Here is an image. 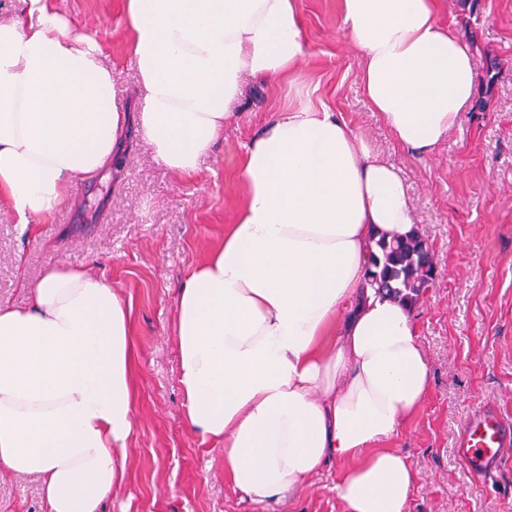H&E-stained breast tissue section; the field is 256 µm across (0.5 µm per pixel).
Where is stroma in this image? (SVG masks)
<instances>
[{
    "mask_svg": "<svg viewBox=\"0 0 512 512\" xmlns=\"http://www.w3.org/2000/svg\"><path fill=\"white\" fill-rule=\"evenodd\" d=\"M73 34L95 41L115 91L134 103L140 86L125 0H52ZM306 53L290 77L252 87L241 119L225 127L197 173L157 161L129 129L118 166L78 183L75 203L36 233L0 199V304L23 306L53 266L102 275L130 303L137 362L135 430L124 481L104 512H343L335 486L345 469L314 475L292 499L255 504L224 477V451L183 420L176 300L193 265L235 223L246 145L272 113L311 101L339 113L404 178L415 222L438 275L414 311L432 372L420 412L390 442L417 474L406 512H512V452L479 480L458 456L460 430L491 406L512 420V0H441L458 34L476 30L475 72L498 69L488 111L469 108L430 156L400 147L361 94V53L347 39L341 0H296ZM41 481L0 468V512H44Z\"/></svg>",
    "mask_w": 512,
    "mask_h": 512,
    "instance_id": "1",
    "label": "stroma"
}]
</instances>
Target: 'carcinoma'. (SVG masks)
I'll use <instances>...</instances> for the list:
<instances>
[{
  "mask_svg": "<svg viewBox=\"0 0 512 512\" xmlns=\"http://www.w3.org/2000/svg\"><path fill=\"white\" fill-rule=\"evenodd\" d=\"M366 285L418 306L434 283L435 263L427 239L418 231L406 237L379 235Z\"/></svg>",
  "mask_w": 512,
  "mask_h": 512,
  "instance_id": "1",
  "label": "carcinoma"
}]
</instances>
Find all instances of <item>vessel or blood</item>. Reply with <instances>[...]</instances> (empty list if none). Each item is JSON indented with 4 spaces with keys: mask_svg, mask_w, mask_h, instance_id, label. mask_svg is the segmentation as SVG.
I'll list each match as a JSON object with an SVG mask.
<instances>
[{
    "mask_svg": "<svg viewBox=\"0 0 512 512\" xmlns=\"http://www.w3.org/2000/svg\"><path fill=\"white\" fill-rule=\"evenodd\" d=\"M512 448V424L491 409H480L465 423L457 452L475 477L493 473L504 454Z\"/></svg>",
    "mask_w": 512,
    "mask_h": 512,
    "instance_id": "1",
    "label": "vessel or blood"
}]
</instances>
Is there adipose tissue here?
Segmentation results:
<instances>
[{
	"mask_svg": "<svg viewBox=\"0 0 512 512\" xmlns=\"http://www.w3.org/2000/svg\"><path fill=\"white\" fill-rule=\"evenodd\" d=\"M439 0H341L361 90L395 140L431 155L476 95L471 52ZM142 108L117 102L99 46L50 0L0 21V197L21 224L72 201L137 121L156 160L197 172L248 83L304 57L295 0H127ZM224 241L190 270L177 315L184 421L224 448L253 503L330 462L344 512H405L416 473L386 440L431 387L414 315L365 286L378 234L415 230L405 185L336 113H274L251 140ZM131 307L90 270L47 269L0 308V466L40 476L48 512H101L134 430Z\"/></svg>",
	"mask_w": 512,
	"mask_h": 512,
	"instance_id": "ef3b65f1",
	"label": "adipose tissue"
}]
</instances>
